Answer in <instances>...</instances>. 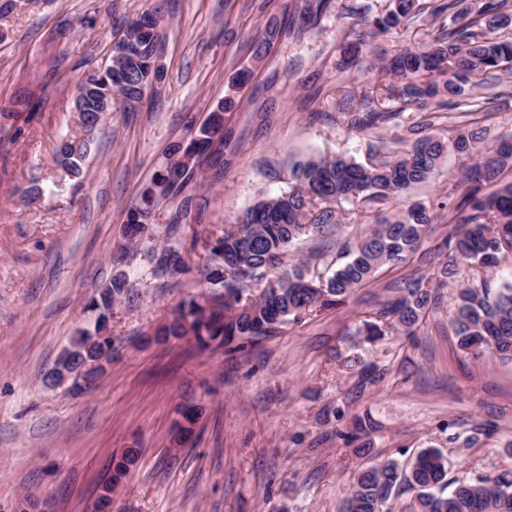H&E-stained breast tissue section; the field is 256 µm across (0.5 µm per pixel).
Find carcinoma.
<instances>
[{
  "mask_svg": "<svg viewBox=\"0 0 512 512\" xmlns=\"http://www.w3.org/2000/svg\"><path fill=\"white\" fill-rule=\"evenodd\" d=\"M418 0H390L382 17L370 20L377 33L399 26L417 14ZM451 25L433 41L401 50L385 62L383 70L393 75L394 83L385 87V99L401 100L406 106L428 111L439 96L463 97L471 88L488 82L498 72L512 71V41L498 39L496 32L512 25L509 0H482L477 10L448 0ZM138 35L130 52L139 59L127 60L126 84L120 86L122 98H142L143 91L159 71L152 70L149 58L159 53L160 40L155 29L138 25ZM78 111V131L63 137L54 150V163L68 176L79 180L90 156L99 126L90 115ZM400 113L381 103L344 113L348 126L358 132L381 127L396 130L393 143L405 141ZM196 151L209 152L215 141L224 139V113L210 112L209 120L194 131ZM485 137L463 128L443 140L425 135L414 140L407 150L385 149L363 164L353 158L309 156L292 170L288 189L266 196L246 208L232 224L224 225L221 235L211 239L208 264L200 275L207 291L175 309L160 328L166 337L193 336L202 345H235L244 350L258 345L283 325L300 322L317 305L335 304L352 290L371 282L385 267L401 265L415 254L434 221V206L414 203L393 219H384L343 247L346 261L336 268L320 270L312 265L316 255L297 259L279 272L295 241L306 236H324L342 223L337 209L342 202L360 196L386 206L406 192L429 180L446 152L460 157H479L465 183L494 182L501 169L512 163V138L503 137L494 149L484 148ZM190 176L178 184L162 187L164 178L156 176L139 204L130 212L140 219L127 218L123 238L116 246L113 263L121 265L131 249L151 239L159 225L156 199L181 190ZM449 223L457 230L448 236V260L438 268V282L411 278L387 285L388 295L378 311L363 320L364 333L382 336L385 330L414 335L429 311L435 308L440 289L461 272L468 279L454 296L453 326L459 351L478 359L486 354L512 361V283L493 287L487 272L512 254V182L501 185L486 197L476 189L464 190L453 205ZM157 277L177 275L184 261L180 252L168 248L153 258ZM262 287L256 294L253 289ZM112 294L100 295L101 309L94 328L80 330L69 344L76 358L92 357L105 348L98 333L105 327L111 299L127 291L124 274L112 277ZM358 388L376 384L380 369L362 364ZM377 430L371 416L358 417L349 432L336 435L349 442L371 436ZM134 448L112 458V486L128 474V464L137 457ZM339 512H512V471L495 475L479 474L468 480H448V458L436 446L421 450L411 461L389 457L359 467L353 474Z\"/></svg>",
  "mask_w": 512,
  "mask_h": 512,
  "instance_id": "carcinoma-1",
  "label": "carcinoma"
}]
</instances>
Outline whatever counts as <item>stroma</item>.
I'll return each instance as SVG.
<instances>
[{
	"instance_id": "stroma-1",
	"label": "stroma",
	"mask_w": 512,
	"mask_h": 512,
	"mask_svg": "<svg viewBox=\"0 0 512 512\" xmlns=\"http://www.w3.org/2000/svg\"><path fill=\"white\" fill-rule=\"evenodd\" d=\"M411 23L369 36L362 18L389 0H330L300 24L303 0H37L0 19V512L32 493L50 512H94L112 475V458L138 459L112 496V512H338L358 466L444 449L448 475L512 470V362L473 360L456 346L452 288L413 336L368 342L356 330L387 283L410 277L417 260L381 269L339 305L289 323L257 347L201 346L194 337L143 344L170 312L201 292L207 240L256 200L287 189L292 166L311 155L371 160L388 130L349 129L342 96L366 95L387 78L382 62L433 40L449 23L445 0H419ZM145 11L162 20L160 80L135 110L113 99L81 181L53 162L60 137L75 129L72 94L82 73L104 65L125 24ZM283 32L270 51L254 44L270 25ZM360 63L341 68L356 35ZM249 80L232 81L240 71ZM505 99L487 110L478 88L429 115L402 109L418 135L458 128L487 141L512 136V75ZM227 143L220 166L202 160L183 190L159 200L161 219L188 205L170 242L184 271L154 276L145 253L120 270L128 291L112 309L116 354L95 385L50 388L45 375L77 331L90 328L91 298L118 268L112 253L129 208L154 180L168 148L189 140L218 102ZM474 159L447 153L407 202L456 193ZM39 194H30L31 186ZM405 201V202H406ZM349 219L330 244L308 238L292 256L321 251L333 265L342 244L377 220L373 204L347 203ZM377 364L379 383L356 395L338 355ZM345 405L346 419L325 420ZM200 418L184 445L174 429L186 406ZM378 425L369 453L345 443L354 415ZM479 433L473 448L449 446V432Z\"/></svg>"
}]
</instances>
